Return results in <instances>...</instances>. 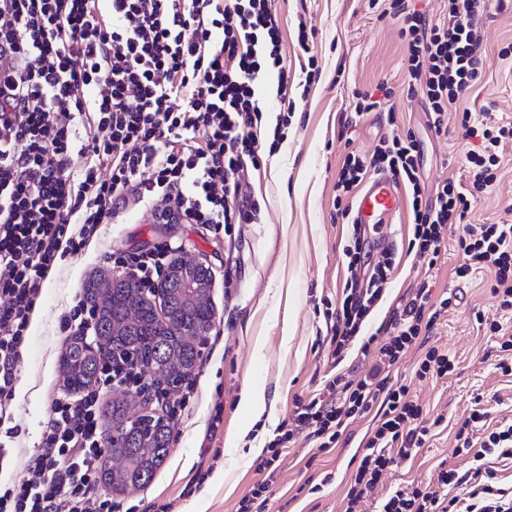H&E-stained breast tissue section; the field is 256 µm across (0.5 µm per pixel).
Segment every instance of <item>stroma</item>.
Returning a JSON list of instances; mask_svg holds the SVG:
<instances>
[{"mask_svg":"<svg viewBox=\"0 0 512 512\" xmlns=\"http://www.w3.org/2000/svg\"><path fill=\"white\" fill-rule=\"evenodd\" d=\"M391 0H272L283 34L284 64L299 80L304 60L298 50L299 24L314 37L318 75L309 93L294 89L284 137L252 180L260 221L235 224L218 233L207 224H158L145 209L130 205L120 224H105L98 239L78 254L62 258L49 276L33 315L30 336L19 363L13 442L15 466L34 452L47 403L63 388L61 355L67 346L59 330L61 313L98 275L112 277L103 254L112 248L158 252L188 244L214 272L210 299L214 316L204 332L198 361L195 403L175 416L168 455L151 481L125 489L116 500L123 512H157L174 502L178 512H235L240 498L261 481L254 447L269 445L277 428L297 404L308 402L337 374L362 376L372 366L362 355L368 338L386 342L393 311L418 288L432 300L444 293L457 304L438 319L429 339L438 352L456 360L444 378L418 377L422 349L410 347L390 369L391 382L407 385L425 421L444 416L445 430L427 441L411 459L383 472L376 495L359 512H376L378 497L400 485L434 484L440 468L465 471L471 457L458 452L455 433L473 405L490 421H512V376L494 365L493 339L479 330L477 315L501 321L512 334V311H502L491 294L492 274L482 270L459 283L454 268L461 260L457 233L441 245L436 265L424 269L408 250L410 213L369 230L372 262L390 261L393 275L365 320L358 339L334 357L326 326L328 305L341 299L346 278L344 251L352 229L336 210V181L348 152L371 153L382 137L413 133L422 146L421 188L435 199L446 180L466 183L465 155L474 141L465 136L455 114L442 130L429 126L424 101H407L402 66L405 46L388 11ZM486 63L477 87L462 101L478 118L512 121V57L501 58L512 41V0H490L481 19ZM391 88L379 111L356 116L354 94ZM474 224H512V143L501 155V179L476 197ZM259 394L253 409L241 407L244 390ZM221 412L222 424L205 439L208 418ZM371 417L351 422L335 447L317 450L306 432L286 443L278 461V479L267 494L266 512H346L347 490L372 432ZM219 450L216 469L203 484L193 477L203 448Z\"/></svg>","mask_w":512,"mask_h":512,"instance_id":"obj_1","label":"stroma"}]
</instances>
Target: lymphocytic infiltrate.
I'll return each mask as SVG.
<instances>
[{"label": "lymphocytic infiltrate", "instance_id": "1", "mask_svg": "<svg viewBox=\"0 0 512 512\" xmlns=\"http://www.w3.org/2000/svg\"><path fill=\"white\" fill-rule=\"evenodd\" d=\"M407 45L402 60L408 97L427 103L433 127L480 79L484 56L474 23L481 0H448V18L435 23L393 0ZM277 69L276 96L288 99L282 34L269 0H0V426L13 419L17 367L41 290L58 257L76 254L99 227L119 220L127 199L150 207L154 220L209 224L222 230L258 223L250 170L260 167L257 127L266 103L259 95ZM461 125L476 144L467 156V186L446 182L435 202L424 201L413 134L382 139L368 156L347 154L336 182L348 197L368 170L386 169L413 191L409 241L434 266L453 226L464 234L457 279L494 272L491 290L501 310L512 309V224L467 223L476 194L496 180L499 152L512 141V122L491 126L463 111ZM361 228L346 248L348 276L340 308L330 313L334 356L362 329L387 279L370 266ZM112 269L143 285L161 278L163 254L104 256ZM451 298L433 303L426 289L395 310L393 332L379 349L394 365L422 337ZM150 379L140 366L105 358L93 385L52 398L38 449L0 488V512H116L98 493V458L108 439L100 420L103 396L140 392ZM328 399L297 405L280 425L270 454L257 462L261 483L237 512H263L276 481L274 452L305 430L327 450L351 418L380 404L381 413L351 478L350 505L367 499L396 458L412 456L430 432L404 385L372 370L364 378L326 385ZM484 412L473 411L457 436L473 450L465 472L440 471L437 488L402 487L379 502V512H512V488L501 487L490 457H512V422L474 441ZM469 484L466 497L448 486Z\"/></svg>", "mask_w": 512, "mask_h": 512}]
</instances>
